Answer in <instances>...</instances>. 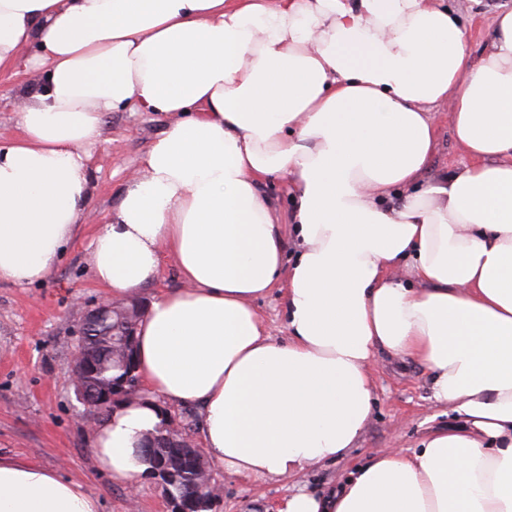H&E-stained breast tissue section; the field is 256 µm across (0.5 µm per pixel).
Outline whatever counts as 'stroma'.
<instances>
[{
	"label": "stroma",
	"mask_w": 512,
	"mask_h": 512,
	"mask_svg": "<svg viewBox=\"0 0 512 512\" xmlns=\"http://www.w3.org/2000/svg\"><path fill=\"white\" fill-rule=\"evenodd\" d=\"M466 31L468 48L481 54L498 12L512 0H445ZM163 113L108 112L89 162L92 202L80 236L64 258L39 283L21 288L0 284V453L60 471L83 482L103 504V512H170L164 485L144 476L129 491L110 474L99 472L91 444V426L83 419L71 375L76 349L74 331L88 309L104 300L90 277V242L96 224L118 203L124 185L139 169L145 150L166 129ZM437 140L427 178L457 171L469 159L457 145L449 106L435 114ZM371 417L355 448L335 462L304 472L299 480L255 483L221 475L223 497L216 512H247L260 499L268 512L305 485L326 491L344 482L371 455L386 448L413 451L433 430L454 424L448 407L430 398L427 375L409 359L382 356L372 367Z\"/></svg>",
	"instance_id": "1"
}]
</instances>
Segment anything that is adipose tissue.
<instances>
[{"instance_id": "1", "label": "adipose tissue", "mask_w": 512, "mask_h": 512, "mask_svg": "<svg viewBox=\"0 0 512 512\" xmlns=\"http://www.w3.org/2000/svg\"><path fill=\"white\" fill-rule=\"evenodd\" d=\"M32 68L0 143V283L43 280L83 224L104 113L172 117L91 241L108 299L135 297L166 253L181 281L138 324L146 397L93 426L100 470L136 488L171 404L199 409L214 468L292 478L354 446L387 355L425 369L457 426L280 512H512V10L475 56L441 0H0V76ZM444 104L470 164L432 184ZM283 271L279 342L253 301ZM0 512L102 502L0 456ZM265 192L274 205V213L279 223L285 224V229H290V216L292 201L288 196V187L285 181L276 180L266 185Z\"/></svg>"}]
</instances>
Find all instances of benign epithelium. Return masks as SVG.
I'll return each instance as SVG.
<instances>
[{"instance_id": "1", "label": "benign epithelium", "mask_w": 512, "mask_h": 512, "mask_svg": "<svg viewBox=\"0 0 512 512\" xmlns=\"http://www.w3.org/2000/svg\"><path fill=\"white\" fill-rule=\"evenodd\" d=\"M141 308L142 302L139 300L131 303L104 301L91 309L80 322L71 372L75 395L84 407V415L95 417L119 402L143 397L145 388L132 371L112 380L107 386L93 385L92 378L97 370L99 354L85 342V338L94 335L99 325L117 316L121 321L120 352L126 355V364H131L134 362V335L141 317ZM165 429L166 434L161 437L153 436L138 448V455L154 457L153 475L167 486L184 462H189L199 477L195 495L172 498L170 505L171 512H196L195 498L204 496L209 502H215L221 496V484L215 478L214 468L206 462L202 451L187 432L185 424L171 420Z\"/></svg>"}]
</instances>
